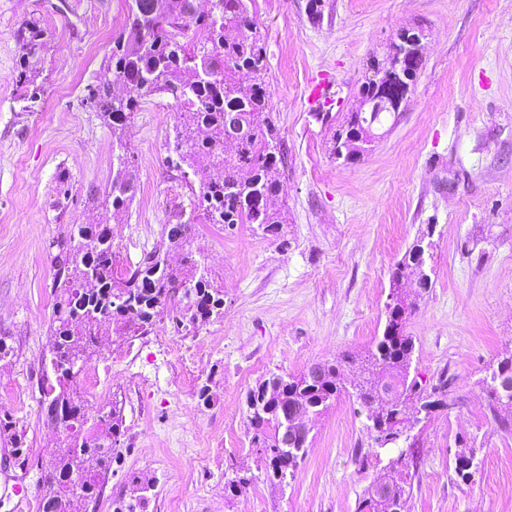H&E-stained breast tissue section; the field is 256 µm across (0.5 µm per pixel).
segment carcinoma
<instances>
[{
  "instance_id": "cac0c4a2",
  "label": "carcinoma",
  "mask_w": 512,
  "mask_h": 512,
  "mask_svg": "<svg viewBox=\"0 0 512 512\" xmlns=\"http://www.w3.org/2000/svg\"><path fill=\"white\" fill-rule=\"evenodd\" d=\"M208 23L193 17L195 0H131L129 32L113 39L107 66L114 77L128 85L123 96L97 86L92 99L112 128L117 169L112 184L96 203L120 216L133 201L137 186L126 165L128 149L123 142L127 122L139 110L141 100L156 93L182 88L173 100L184 115L174 126L173 151L198 181L194 209L210 224H255L276 236L285 223L284 213L274 208L280 192L281 136L271 112L264 71V48L253 32L246 0H213ZM27 53L44 44L43 31L34 23L22 30ZM423 58L413 57L403 74L388 80L396 90L414 85ZM254 74L251 86L240 89L236 72ZM366 123L351 112L333 136L332 152H338L343 135H360ZM193 219L171 224L159 241L136 265L118 267L112 225L75 224L54 257L52 291L54 304L50 325V351L60 368L53 382L41 387L47 424L69 433L57 439L48 452L46 476L59 484L51 496H41L39 512H74L80 502H97L112 461L120 455L123 435L122 408L117 403L92 417L87 401L77 388L86 366L87 350L103 336L148 334L157 319L171 314L178 332L204 325L224 315V288L206 263L197 243ZM423 239L416 240L391 274V287L416 271L415 261ZM180 251L189 263L174 266L166 254ZM417 302L404 309H387L383 334L363 351L342 359L359 365L358 377L346 386L340 363L312 365L316 376L272 374L246 395L247 411L255 428L254 441L267 452L264 480L287 484L306 453L286 438L282 410L300 404L321 415L341 394L366 408L380 458L386 448L400 449L397 461L403 469L386 476L388 495L407 500L411 488L406 458L417 459L403 440H385L384 433L413 429L420 418L408 405L420 404L431 413L448 406V381L427 385L411 375L414 340L406 323ZM498 387L486 390L489 411L495 417L512 416V356L497 363ZM0 440L18 455L25 446L23 433L10 418L0 417ZM356 512H388L380 490L370 484L359 499Z\"/></svg>"
}]
</instances>
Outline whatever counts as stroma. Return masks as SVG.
<instances>
[{
  "instance_id": "1",
  "label": "stroma",
  "mask_w": 512,
  "mask_h": 512,
  "mask_svg": "<svg viewBox=\"0 0 512 512\" xmlns=\"http://www.w3.org/2000/svg\"><path fill=\"white\" fill-rule=\"evenodd\" d=\"M265 50L270 107L282 138L286 210L280 235L197 218L195 231L224 289V314L195 331L168 318L146 336H115L90 353L92 408L119 404L121 455L96 512L133 502L152 483L146 512H355L396 454L360 468L371 440L364 414L341 396L313 424L286 487L261 480L247 391L269 374L361 351L382 335L391 271L431 233L432 286L406 323L426 381L448 380L447 410L416 426L419 460L406 512H512V430L488 409L483 381L512 355V0H249ZM36 23L44 46L27 54ZM127 29V0H0V409L25 432L26 460L0 445V512H39L48 451L39 407L49 354L52 259L72 225L105 218L94 203L112 182V129L91 89L110 81L112 40ZM425 35L423 68L401 112L387 115L372 151L336 161L333 135L358 105L375 51L402 30ZM336 100L317 111L309 77ZM181 120L165 94L145 97L124 139L137 193L112 223L120 266L138 263L164 225L186 221L194 197L171 163ZM71 175L68 194L56 173ZM208 387L210 401L198 398ZM476 450L471 480L457 477V437ZM252 480L238 491L227 481Z\"/></svg>"
}]
</instances>
